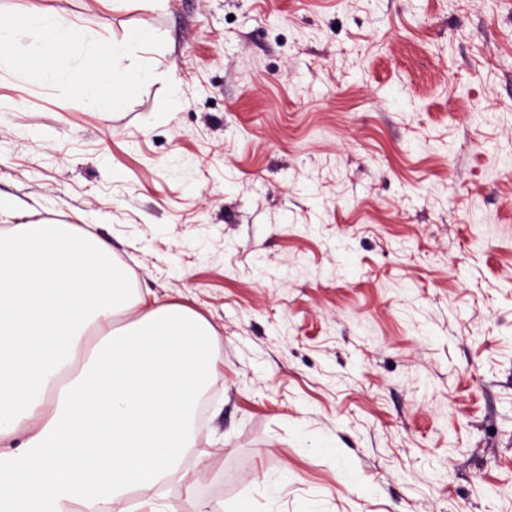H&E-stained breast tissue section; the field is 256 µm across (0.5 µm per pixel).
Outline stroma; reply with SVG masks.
Here are the masks:
<instances>
[{
  "label": "stroma",
  "instance_id": "stroma-1",
  "mask_svg": "<svg viewBox=\"0 0 512 512\" xmlns=\"http://www.w3.org/2000/svg\"><path fill=\"white\" fill-rule=\"evenodd\" d=\"M156 72L0 65V234L67 223L215 329L210 512H512V0H0Z\"/></svg>",
  "mask_w": 512,
  "mask_h": 512
}]
</instances>
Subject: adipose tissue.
Returning a JSON list of instances; mask_svg holds the SVG:
<instances>
[{
  "mask_svg": "<svg viewBox=\"0 0 512 512\" xmlns=\"http://www.w3.org/2000/svg\"><path fill=\"white\" fill-rule=\"evenodd\" d=\"M109 252L71 224L0 236V512H127L132 492L173 481L206 512L187 476L215 331L133 293Z\"/></svg>",
  "mask_w": 512,
  "mask_h": 512,
  "instance_id": "1",
  "label": "adipose tissue"
}]
</instances>
